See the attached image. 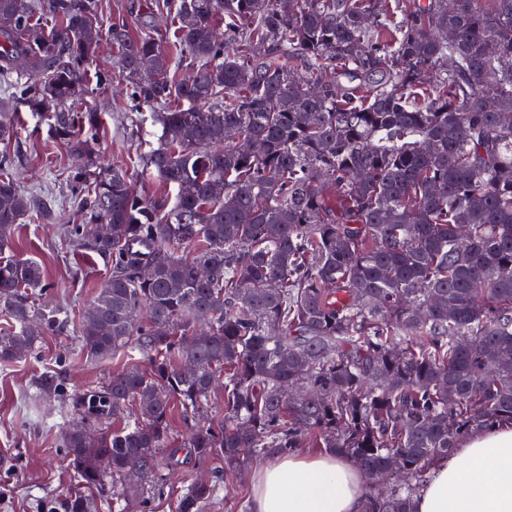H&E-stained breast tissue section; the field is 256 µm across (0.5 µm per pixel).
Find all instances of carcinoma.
<instances>
[{
    "label": "carcinoma",
    "mask_w": 512,
    "mask_h": 512,
    "mask_svg": "<svg viewBox=\"0 0 512 512\" xmlns=\"http://www.w3.org/2000/svg\"><path fill=\"white\" fill-rule=\"evenodd\" d=\"M163 8L187 77L151 16L108 30L129 99L150 108L139 121L161 127L142 170L175 190L142 196L122 167L97 169L98 116L78 111L102 42L98 0H0V76L19 58L37 66L18 100L80 158L83 223L71 236L107 263L94 303L110 332L87 321L80 346L145 361L75 398L88 432L67 433V461L84 488L112 479L124 512L127 474L153 473L161 452L221 456L233 475L246 457L324 448L370 481L406 473L377 491L378 506L413 512L462 437L512 423V0ZM43 15L54 25L38 26ZM37 208L1 155V363L34 347L28 324L68 323L30 300L43 267L7 254ZM133 406L138 417L111 426ZM176 408L188 425L179 444ZM214 494L195 482L175 512H200ZM65 508L95 512L81 490Z\"/></svg>",
    "instance_id": "obj_1"
}]
</instances>
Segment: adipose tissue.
I'll return each instance as SVG.
<instances>
[{
	"mask_svg": "<svg viewBox=\"0 0 512 512\" xmlns=\"http://www.w3.org/2000/svg\"><path fill=\"white\" fill-rule=\"evenodd\" d=\"M376 492L338 454L291 453L252 479L250 512H371ZM414 512H512V425L466 437L432 469Z\"/></svg>",
	"mask_w": 512,
	"mask_h": 512,
	"instance_id": "ef3b65f1",
	"label": "adipose tissue"
}]
</instances>
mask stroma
<instances>
[{
	"mask_svg": "<svg viewBox=\"0 0 512 512\" xmlns=\"http://www.w3.org/2000/svg\"><path fill=\"white\" fill-rule=\"evenodd\" d=\"M133 1L142 10L154 12L164 52L178 56L175 26L161 7L163 0H99L103 27L133 23L129 11ZM83 78L92 89L83 105L100 116V165H121L138 192L158 193V178L143 172L140 158L149 146L157 144L160 129L138 123L118 80L109 43H102L96 64ZM1 112L9 114L23 133L9 145L0 144V153L13 157L21 188L45 204L44 210L16 225L11 251L42 265L47 288L37 297L41 303L65 311L69 324L63 332L45 334L27 357L0 363V512H64L66 493L75 483V475L64 461L62 442L72 425V398L121 371L131 358L119 354L107 360L92 359L78 342V319L92 304L107 273L105 260L79 250L68 234L69 227L81 220L69 181L78 159L66 145L51 138L46 118L28 112L18 103L12 86L2 83ZM47 375L55 378L57 392L42 391L40 383ZM260 464V459H249L239 475L228 477L223 461L201 464L183 451L176 467L159 463V481L138 478L134 485L138 495L147 498L149 512H174L184 489L204 477L216 483L217 491L201 512H249L253 473Z\"/></svg>",
	"mask_w": 512,
	"mask_h": 512,
	"instance_id": "35a3bbf8",
	"label": "stroma"
}]
</instances>
